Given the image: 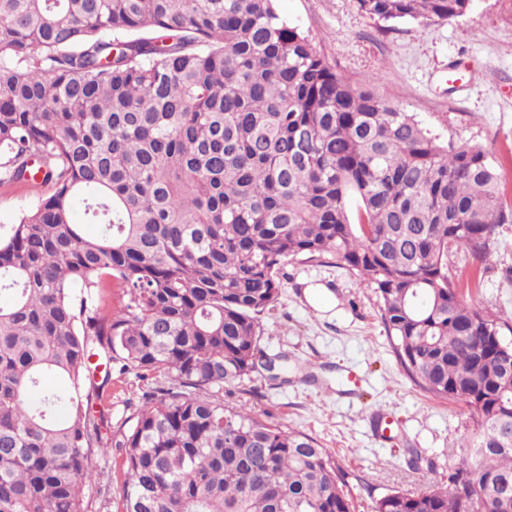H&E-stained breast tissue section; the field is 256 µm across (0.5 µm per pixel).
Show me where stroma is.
Instances as JSON below:
<instances>
[{"instance_id":"35a3bbf8","label":"stroma","mask_w":512,"mask_h":512,"mask_svg":"<svg viewBox=\"0 0 512 512\" xmlns=\"http://www.w3.org/2000/svg\"><path fill=\"white\" fill-rule=\"evenodd\" d=\"M276 8L339 77H375L381 96L441 141L482 145L490 161L505 163L502 190L512 203V0H472L464 16L431 25L377 22L355 0H277ZM448 266L466 303L512 316V224L503 225L485 269L462 252ZM281 280L278 303L260 316V345L269 356L287 354L288 380L253 374L225 386V405L315 438L346 471L355 512H372L394 488L447 484L472 430L470 411L409 379L373 288L316 261L285 263ZM119 458L98 464L89 512H110L119 499Z\"/></svg>"}]
</instances>
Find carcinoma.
<instances>
[{
    "label": "carcinoma",
    "instance_id": "obj_1",
    "mask_svg": "<svg viewBox=\"0 0 512 512\" xmlns=\"http://www.w3.org/2000/svg\"><path fill=\"white\" fill-rule=\"evenodd\" d=\"M275 2L0 0V187L40 195L0 237V512H88L112 447L119 512H353L315 438L221 395L288 371L258 315L299 258L370 283L409 378L474 420L448 485L373 512H512V318L448 269L454 250L487 264L512 224L501 175L338 77ZM470 4L356 0L385 22ZM117 362L148 385L114 431Z\"/></svg>",
    "mask_w": 512,
    "mask_h": 512
}]
</instances>
